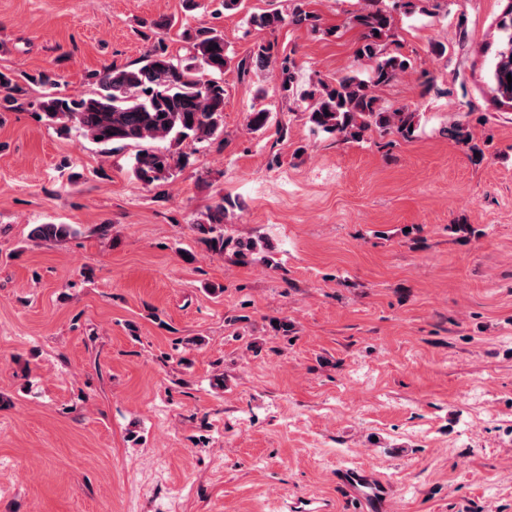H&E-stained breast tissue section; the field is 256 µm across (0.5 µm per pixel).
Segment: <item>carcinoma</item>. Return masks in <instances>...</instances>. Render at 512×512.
Returning <instances> with one entry per match:
<instances>
[{
    "label": "carcinoma",
    "instance_id": "carcinoma-1",
    "mask_svg": "<svg viewBox=\"0 0 512 512\" xmlns=\"http://www.w3.org/2000/svg\"><path fill=\"white\" fill-rule=\"evenodd\" d=\"M285 21L277 10L252 13L251 26L273 30ZM352 24L361 30L359 54L375 61L372 75L363 80L345 76L336 83L319 82L308 96L315 100L307 120L316 129L336 133L346 140L362 141L373 132L413 135L414 113L402 108L383 111L377 106L373 88L394 81L406 70V60L384 52L383 39L390 37V15L371 7L353 16ZM506 43L498 51L492 73L495 99L512 108V0L499 22ZM183 38L190 44L189 54L172 55L160 42L142 60V64H112L93 74L96 91L89 97L74 99L54 91L56 75L42 71L36 75L0 71V112L12 111L36 84L45 89L37 103L39 118L62 131L77 130L80 135L109 151L115 144L138 147L132 173L146 186L165 181L183 168L188 145L212 140L224 133V70L233 57L226 54L224 36L213 27L186 29ZM276 65L280 74V91L287 98L293 90L295 61L276 59L269 43L256 45L247 61L237 64L240 70L252 67L264 70ZM271 112L263 104L253 106L247 116L251 131L265 128ZM167 141L169 148L154 149L149 143ZM234 203L223 198L207 214L206 223L196 225L202 234L211 235L213 247L222 253L233 250L236 260L248 262L256 251L252 240L224 237V224ZM70 224H38L31 237L38 241L61 242L75 235Z\"/></svg>",
    "mask_w": 512,
    "mask_h": 512
}]
</instances>
